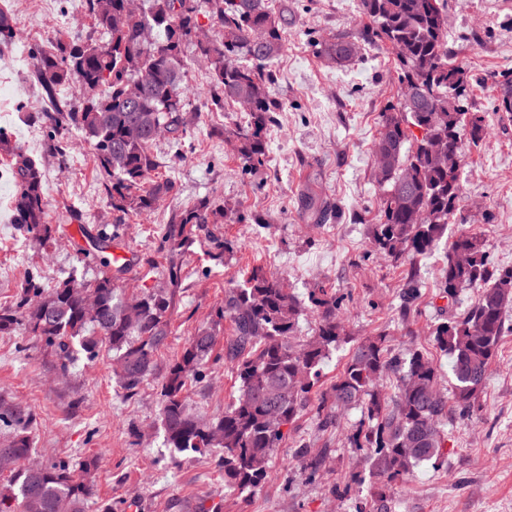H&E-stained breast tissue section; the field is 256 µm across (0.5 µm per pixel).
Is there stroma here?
<instances>
[{
  "label": "stroma",
  "mask_w": 512,
  "mask_h": 512,
  "mask_svg": "<svg viewBox=\"0 0 512 512\" xmlns=\"http://www.w3.org/2000/svg\"><path fill=\"white\" fill-rule=\"evenodd\" d=\"M19 35L0 45V126L12 132L0 146V307L13 304L28 274L45 287L68 277L93 278L99 265L83 263L77 247L85 235L121 224L125 250L137 263L129 292L159 281L168 258L158 246L165 229L184 207L220 197L244 214V222L211 225L210 237L192 238L175 260L182 282L169 309V335L157 354L159 367L177 358L199 330L213 331L215 351L208 377L192 384L187 402L203 418L222 414L235 392L236 372L224 358L230 321L216 320L224 292L244 271L260 266L281 278L299 298L310 289H335L345 298L344 325L351 343L333 351L322 367L321 387L329 389L351 356L356 340L389 336L398 352L417 345L431 349L434 325L460 314L477 291L464 289L455 306L437 295L446 243L425 258L395 259L373 253L372 229L380 212L373 145L382 114L400 94L393 55L387 45L366 46L361 59L330 66L314 40L341 31L360 37L368 23L361 0H288L297 18L285 35V51L273 66L270 92L281 105L266 134L265 164L247 174L235 149L242 114L235 106L217 110L208 68L194 46L182 89L195 120L182 140L158 139L151 151L159 162L151 180L173 183L172 194L151 211L118 221L97 167L92 146L76 129L50 136L21 111H43L46 101L27 66L30 52L50 47L58 36L103 41L83 0H8ZM448 46L457 63L479 76L471 104L483 113L487 133L466 150L461 202L448 232L476 234L493 265L512 267V121L494 110L503 74L512 72V0H448ZM40 161L54 237L47 247L27 240L10 224L15 187L7 170L13 149ZM314 195V209L304 200ZM234 252L224 263L211 258L215 241ZM420 293L410 307L400 297L409 271ZM113 353L101 348L95 360L76 354L60 372L54 350L22 332L0 333V404L19 405L33 415L30 436L37 460L64 458L73 466L87 459L92 495L85 512H355L371 497L370 484L352 496L331 492L344 474L362 469L360 457L344 443L359 414L342 415L337 427L320 429L312 413L285 427L270 463V474L253 492L224 488L220 449L173 456L160 427V377L130 395L113 374ZM476 415H449L440 468L423 466L397 495L395 512H512V334L505 336L492 363ZM326 452L319 483H306L300 455Z\"/></svg>",
  "instance_id": "35a3bbf8"
}]
</instances>
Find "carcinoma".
<instances>
[{"instance_id": "obj_1", "label": "carcinoma", "mask_w": 512, "mask_h": 512, "mask_svg": "<svg viewBox=\"0 0 512 512\" xmlns=\"http://www.w3.org/2000/svg\"><path fill=\"white\" fill-rule=\"evenodd\" d=\"M104 43L56 41L37 56L35 78L51 103L37 116L50 131L73 127L92 144L99 170L108 182L112 210L122 215L149 211L173 191L169 181L147 182L157 167L150 148L164 134L187 132V103L180 92L186 69L183 47L195 46L220 90L215 103L240 106L247 125L238 133V153L245 169L263 166L267 127L277 104L271 98L270 64L285 48L284 33L295 23L288 7L276 10L270 0H149L132 9L129 0H84ZM371 25L362 41H383L395 56L400 96L382 115L375 141L377 182L381 191L376 249L391 257L430 254L448 230L460 201L463 145L485 137L484 117L468 107L472 78L453 61L448 48L447 0H362ZM208 8L221 37L196 38L197 16ZM8 8H0V42L14 41ZM331 64L345 66L358 51V40L345 32L316 44ZM77 88L74 101L55 100L57 86ZM418 129L421 136L413 134ZM10 175L15 184L12 223L29 239L45 245L53 229L46 223L47 200L39 163L22 150L13 152ZM242 220L235 207L204 199L186 208L166 229L162 249L174 252L207 224ZM122 241L119 225L98 230L96 253L81 248L82 260L111 261L104 253ZM89 282L62 280L44 287L31 274L16 302L0 308V333L20 330L55 348L61 367L80 347L93 358L105 344L115 355L114 371L128 393L158 370L157 353L168 336L169 289L182 280V268L170 262L162 282L151 291L126 296L119 284L126 268ZM480 291L457 317L435 325L432 341L451 357V396L439 391L440 369L431 355L411 347L390 353L383 335L361 339L329 391L314 398L321 369L331 352L347 342L342 324L344 297L314 288L301 303L277 277L255 267L243 283L225 290L217 319L233 326L225 360L234 364L238 388L224 413L199 419L188 409L187 387L206 378L204 367L215 337L201 330L162 375L160 422L166 446L175 453L224 449V488L252 490L269 475V464L284 437V427L305 411L314 412L322 428L335 423V411L360 413L346 436L347 447L360 454L365 468L351 471L332 489L350 495L365 481L374 486L368 507L357 512H394L395 494L414 468L441 466L448 411L464 419L474 412L500 342L512 330L506 307L512 302V267L492 268L480 237L460 232L448 241L440 291L450 299L465 288ZM93 298L98 317H84V301ZM315 317L313 334L298 336L307 314ZM398 373L394 391L377 381ZM0 423L13 429L0 458V512H85L90 487L66 461L23 464L31 456L32 415L19 407L0 406ZM306 481L321 477L326 453L303 450Z\"/></svg>"}]
</instances>
